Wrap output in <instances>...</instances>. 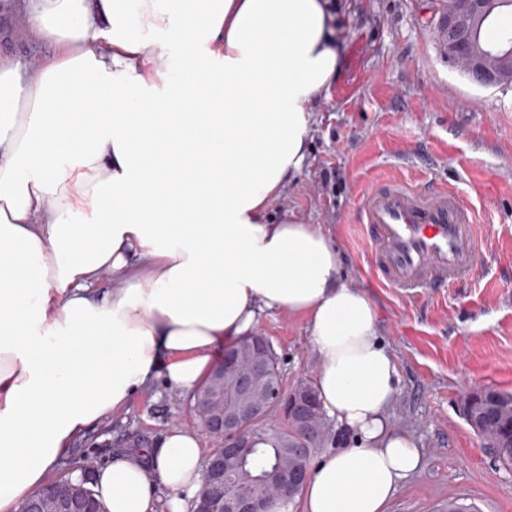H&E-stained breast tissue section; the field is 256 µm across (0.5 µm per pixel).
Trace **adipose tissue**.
<instances>
[{"label":"adipose tissue","mask_w":512,"mask_h":512,"mask_svg":"<svg viewBox=\"0 0 512 512\" xmlns=\"http://www.w3.org/2000/svg\"><path fill=\"white\" fill-rule=\"evenodd\" d=\"M21 8L45 53L0 57V512L156 383L194 393L266 311L306 320L321 405L358 440L312 463L303 512H385L422 452L387 424L375 308L321 225L268 217L342 66L325 0ZM203 464L172 427L92 488L106 512H188Z\"/></svg>","instance_id":"obj_1"}]
</instances>
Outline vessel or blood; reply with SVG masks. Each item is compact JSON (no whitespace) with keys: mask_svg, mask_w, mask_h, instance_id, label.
Instances as JSON below:
<instances>
[{"mask_svg":"<svg viewBox=\"0 0 512 512\" xmlns=\"http://www.w3.org/2000/svg\"><path fill=\"white\" fill-rule=\"evenodd\" d=\"M357 221L371 273L405 294L452 287L472 270L482 244L470 203L444 184L373 182L359 196Z\"/></svg>","mask_w":512,"mask_h":512,"instance_id":"1","label":"vessel or blood"}]
</instances>
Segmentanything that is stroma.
<instances>
[{
  "instance_id": "obj_1",
  "label": "stroma",
  "mask_w": 512,
  "mask_h": 512,
  "mask_svg": "<svg viewBox=\"0 0 512 512\" xmlns=\"http://www.w3.org/2000/svg\"><path fill=\"white\" fill-rule=\"evenodd\" d=\"M18 0H0L14 33L0 55L25 64L42 46ZM344 59L336 81L312 106L307 161L271 212L318 224L334 239L344 281L372 301L380 338L400 382L386 416L415 439L421 469L406 480L387 512H439L458 498L478 512H512V468L500 465L466 422L464 392H512V87L473 84L431 38L436 0H329ZM442 181L473 205L484 238L473 271L440 294L405 298L368 273V244L356 201L371 182ZM279 359L286 387L315 380L318 355L305 319L262 313L256 326ZM201 432L190 398L163 384L136 397L77 439L53 471L71 476L82 461L101 467L118 450H136L140 435L172 426Z\"/></svg>"
}]
</instances>
